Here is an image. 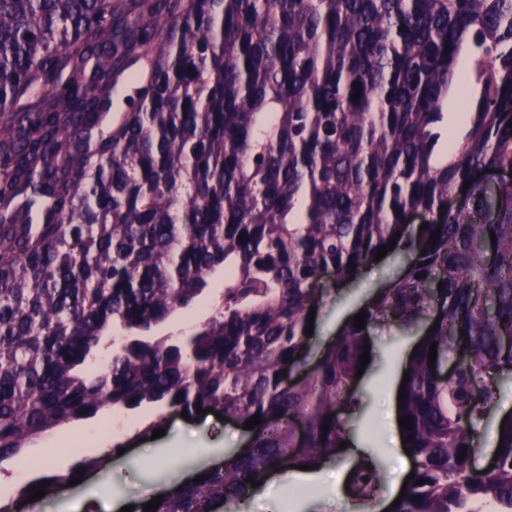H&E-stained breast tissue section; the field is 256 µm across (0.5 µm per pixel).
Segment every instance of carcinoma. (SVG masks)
Listing matches in <instances>:
<instances>
[{
	"label": "carcinoma",
	"mask_w": 512,
	"mask_h": 512,
	"mask_svg": "<svg viewBox=\"0 0 512 512\" xmlns=\"http://www.w3.org/2000/svg\"><path fill=\"white\" fill-rule=\"evenodd\" d=\"M453 86L464 132L442 159ZM511 119L512 0H0V464L110 409H155L145 434L169 411L256 415L247 451L155 510L242 512L274 469L339 455L371 326L425 319L392 512H512V413L495 469L471 463L512 372V183H490L512 169ZM415 213L427 228L408 233ZM393 239L408 267L365 328L285 381L323 275L347 283ZM226 269L198 328L147 339ZM115 327L126 341L91 372ZM433 343L438 366L470 358L436 376ZM353 471L373 500L379 465Z\"/></svg>",
	"instance_id": "1"
}]
</instances>
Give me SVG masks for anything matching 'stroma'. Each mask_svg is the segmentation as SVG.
Returning a JSON list of instances; mask_svg holds the SVG:
<instances>
[{"mask_svg": "<svg viewBox=\"0 0 512 512\" xmlns=\"http://www.w3.org/2000/svg\"><path fill=\"white\" fill-rule=\"evenodd\" d=\"M401 264V255H386L369 264L349 286L340 290L335 289L332 278H325L324 304L314 319V348L323 349L336 338L375 290L397 276ZM420 334V329L406 331L387 322L372 326L373 354L354 391L358 403L343 414L351 447L337 456L334 474L321 479L315 487L320 512H379L380 501L389 498L396 482L410 471V459L392 451L394 435L388 419L390 411L397 407L404 363ZM138 421V416L111 411L81 427L60 430L63 449L47 462L46 468L51 472L68 471L84 459L87 451L76 446V439L80 433L101 426L107 427L109 441L124 442L125 449L121 455L113 456L106 467L93 471L90 478L63 487L53 496L24 504L23 512H114L113 494L133 503L141 502L148 491L179 486L178 470L199 472L211 468L213 456L237 452L249 440L241 426L211 413L187 420L170 415L165 435L154 440L146 435L136 436ZM368 460L380 464L384 479L376 501L361 504L338 484L335 474L350 472Z\"/></svg>", "mask_w": 512, "mask_h": 512, "instance_id": "obj_1", "label": "stroma"}]
</instances>
